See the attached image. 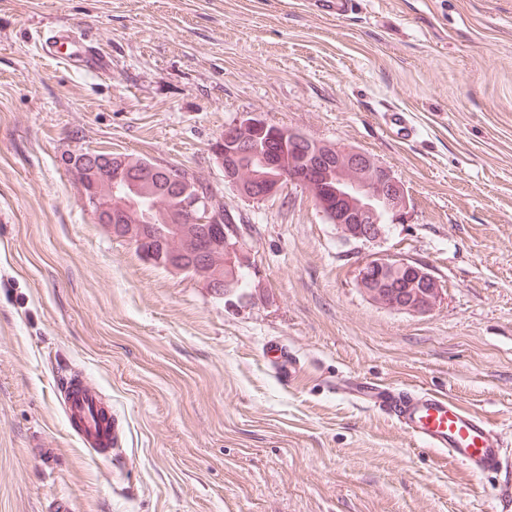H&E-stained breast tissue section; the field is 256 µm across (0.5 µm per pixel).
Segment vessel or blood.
<instances>
[{
    "label": "vessel or blood",
    "mask_w": 512,
    "mask_h": 512,
    "mask_svg": "<svg viewBox=\"0 0 512 512\" xmlns=\"http://www.w3.org/2000/svg\"><path fill=\"white\" fill-rule=\"evenodd\" d=\"M46 48L51 59L73 62L90 72L103 64L102 57L91 53L85 39L70 29L48 36ZM384 121L402 138L410 139L415 135V127L406 112L387 110ZM58 389L66 419L90 453L105 462L121 458L122 434L118 418L101 391L73 372L61 374ZM337 390L380 410L411 438L447 451L450 459L461 463L477 477L497 475L512 463L504 441L490 421L462 408L441 392L397 388L354 378L342 380Z\"/></svg>",
    "instance_id": "vessel-or-blood-1"
}]
</instances>
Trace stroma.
<instances>
[{
    "label": "stroma",
    "instance_id": "stroma-1",
    "mask_svg": "<svg viewBox=\"0 0 512 512\" xmlns=\"http://www.w3.org/2000/svg\"><path fill=\"white\" fill-rule=\"evenodd\" d=\"M78 24L110 72L41 55L37 34ZM246 116L371 154L408 190L405 223L348 243L304 189L240 197L212 145ZM85 151L209 183L241 219L247 288L211 294L112 237L66 164ZM371 253L427 265L439 307L370 303ZM64 370L110 399L120 467L67 426ZM348 377L446 393L512 446V0L343 19L313 0H0V512H512V467L471 475L338 395ZM384 121L389 130L396 131L402 138L412 139L416 134L415 126L406 112L389 109L384 112Z\"/></svg>",
    "mask_w": 512,
    "mask_h": 512
}]
</instances>
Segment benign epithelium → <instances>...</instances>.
Segmentation results:
<instances>
[{"mask_svg": "<svg viewBox=\"0 0 512 512\" xmlns=\"http://www.w3.org/2000/svg\"><path fill=\"white\" fill-rule=\"evenodd\" d=\"M256 152L261 168L244 182L236 159ZM224 170V182L248 201L282 194L288 185L315 190L320 211L331 217L343 240L367 244L384 235L382 213L400 224L409 208L405 184L387 166L351 147L314 141L306 135L244 118L225 128L212 145ZM73 172L87 207L115 238L140 247L153 263L176 273L191 272L213 293H235L248 260L233 214L216 206L197 182L181 171L148 160L119 161L114 174L101 158L86 152ZM403 279L404 288L385 284ZM356 284L373 304L410 315L432 313L443 295L441 281L425 266L407 258L380 254L357 266Z\"/></svg>", "mask_w": 512, "mask_h": 512, "instance_id": "obj_1", "label": "benign epithelium"}]
</instances>
